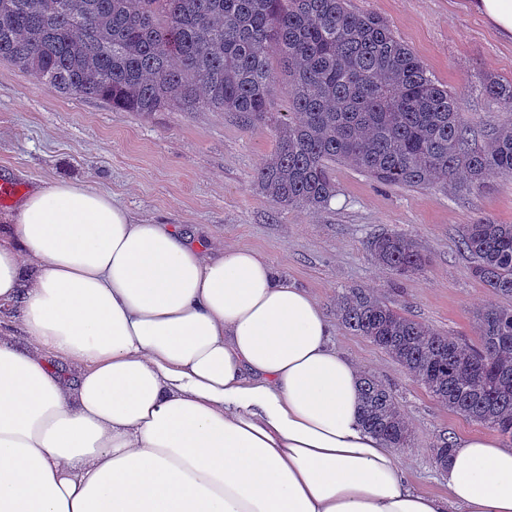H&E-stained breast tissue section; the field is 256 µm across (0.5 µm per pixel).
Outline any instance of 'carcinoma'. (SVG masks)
Returning <instances> with one entry per match:
<instances>
[{"instance_id": "cac0c4a2", "label": "carcinoma", "mask_w": 512, "mask_h": 512, "mask_svg": "<svg viewBox=\"0 0 512 512\" xmlns=\"http://www.w3.org/2000/svg\"><path fill=\"white\" fill-rule=\"evenodd\" d=\"M0 52L51 92L101 100L118 112H234L273 121L279 59L292 94L275 125L277 146L254 175L281 207L319 210L336 197L333 168L355 167L387 186L468 188L512 176V121L469 145L458 100L374 12L347 0H0ZM483 94L512 113V81ZM458 243L474 277L512 300V224L480 218ZM371 256L393 274L425 270L429 256L404 234L372 237ZM337 321L389 355L448 409L512 443V303L474 315L478 343L453 340L404 316L369 289L336 293ZM365 427L391 448L409 447L398 395L372 374L361 381ZM454 440L431 449L442 469Z\"/></svg>"}]
</instances>
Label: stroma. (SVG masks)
<instances>
[{"label": "stroma", "instance_id": "35a3bbf8", "mask_svg": "<svg viewBox=\"0 0 512 512\" xmlns=\"http://www.w3.org/2000/svg\"><path fill=\"white\" fill-rule=\"evenodd\" d=\"M466 0H348L356 12L385 16L430 73L460 101L477 144L486 126L512 120L480 86L512 79V43L468 11ZM276 148L268 125L231 112H116L90 98L63 97L0 53V184L21 190L59 179L110 191L151 224H180L201 238L259 251L289 281L333 314L338 290L360 285L406 316L476 343L475 311L500 298L471 274L458 246L461 225L486 217L512 224V176L480 191L380 186L336 165V196L311 213L274 205L253 178ZM396 232L418 240L430 262L401 278L375 264L368 241ZM332 345L398 394L413 437L401 453L412 486L434 494L447 482L432 463L440 433L460 439L485 427L438 403L382 350L334 325Z\"/></svg>", "mask_w": 512, "mask_h": 512}]
</instances>
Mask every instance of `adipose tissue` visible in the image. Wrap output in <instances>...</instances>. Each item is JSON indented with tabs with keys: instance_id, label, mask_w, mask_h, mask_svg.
<instances>
[{
	"instance_id": "ef3b65f1",
	"label": "adipose tissue",
	"mask_w": 512,
	"mask_h": 512,
	"mask_svg": "<svg viewBox=\"0 0 512 512\" xmlns=\"http://www.w3.org/2000/svg\"><path fill=\"white\" fill-rule=\"evenodd\" d=\"M0 307L29 340L0 338V512H512L491 434L447 495L410 485L321 305L258 251L47 182L0 226Z\"/></svg>"
}]
</instances>
